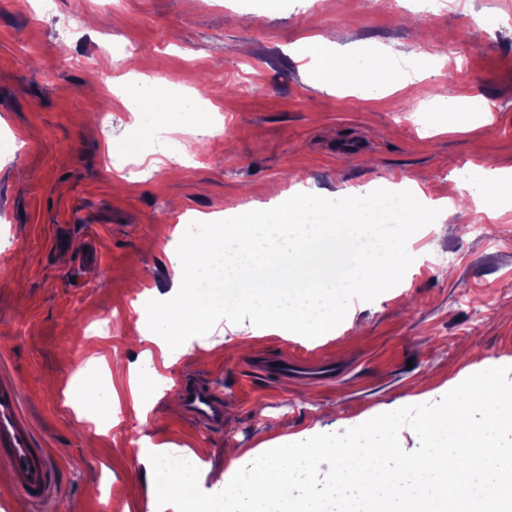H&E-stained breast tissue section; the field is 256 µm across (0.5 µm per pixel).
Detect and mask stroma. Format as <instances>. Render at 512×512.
Returning a JSON list of instances; mask_svg holds the SVG:
<instances>
[{
    "instance_id": "1",
    "label": "stroma",
    "mask_w": 512,
    "mask_h": 512,
    "mask_svg": "<svg viewBox=\"0 0 512 512\" xmlns=\"http://www.w3.org/2000/svg\"><path fill=\"white\" fill-rule=\"evenodd\" d=\"M386 0H0V363L18 379L37 447L56 467L44 512H149L144 440L203 449L199 487L221 491L271 449L319 433L344 432L384 411L434 404L458 378L512 366V211L469 230L480 212L464 197L446 223L408 240L413 262L400 285L374 300L352 298L335 335L307 339L219 321L222 344L189 340L176 362L143 339L135 307L173 287L168 247L177 225L255 203L275 207L294 183L331 195L411 179L426 197L491 161L512 167V0H465L422 16L394 13ZM338 36L362 51L391 48L397 59L450 55L452 70L394 93L329 94L308 81L289 49ZM168 72L192 81L231 121L222 138L191 135L176 119L181 149L163 133L142 141L141 170L122 174L108 145L140 125L108 85L126 73ZM478 96L491 122L463 133H432L439 113L419 111L434 93ZM358 139L363 150L347 149ZM67 229L74 252L56 248ZM94 236L98 265L78 266ZM318 359L335 374L319 383L281 379L260 362ZM114 387L111 425L99 409L67 402L74 370ZM210 387L224 420L204 424L182 406L186 373ZM155 378L156 401L141 424L129 381Z\"/></svg>"
}]
</instances>
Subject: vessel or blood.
<instances>
[{"label": "vessel or blood", "mask_w": 512, "mask_h": 512, "mask_svg": "<svg viewBox=\"0 0 512 512\" xmlns=\"http://www.w3.org/2000/svg\"><path fill=\"white\" fill-rule=\"evenodd\" d=\"M180 391L188 413L212 421L222 418V408L204 386L185 381ZM0 470L10 490L30 503L44 505L56 491L49 453L35 446L34 433L22 411L21 390L6 377L0 378Z\"/></svg>", "instance_id": "b4317fda"}]
</instances>
